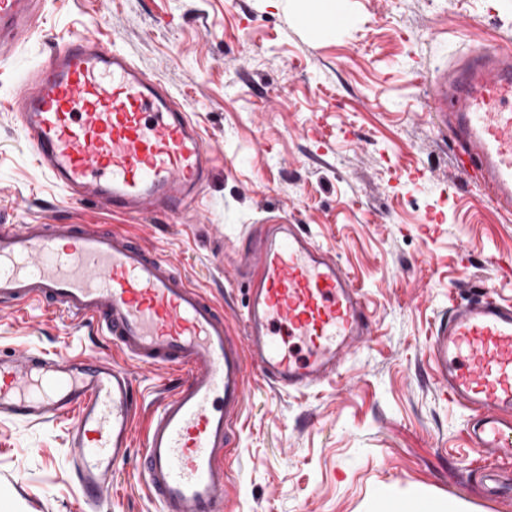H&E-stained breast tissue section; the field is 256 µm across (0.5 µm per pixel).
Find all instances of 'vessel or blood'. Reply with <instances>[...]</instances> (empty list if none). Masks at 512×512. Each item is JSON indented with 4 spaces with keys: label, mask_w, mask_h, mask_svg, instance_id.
Listing matches in <instances>:
<instances>
[{
    "label": "vessel or blood",
    "mask_w": 512,
    "mask_h": 512,
    "mask_svg": "<svg viewBox=\"0 0 512 512\" xmlns=\"http://www.w3.org/2000/svg\"><path fill=\"white\" fill-rule=\"evenodd\" d=\"M36 0H0V49L37 25ZM434 117L458 149L456 170L497 209L512 211V51L471 48L430 87ZM11 106L38 165L75 200L131 216L198 209L215 155L178 99L117 45L74 35L15 92ZM238 271L248 280L232 332L222 303L175 261L120 229L1 224L0 308L39 305L89 326L132 361L123 366L25 350L0 359V414L72 419L78 478L89 504L127 461L135 437L132 365L176 378L153 412L137 470L162 512H233L230 490L249 378L304 392L337 375L373 339L363 293L330 251L298 225L254 234ZM439 387L467 413L490 499L512 498V302L493 291L453 304L434 326Z\"/></svg>",
    "instance_id": "1"
}]
</instances>
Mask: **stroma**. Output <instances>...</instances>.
Listing matches in <instances>:
<instances>
[{"label": "stroma", "instance_id": "obj_1", "mask_svg": "<svg viewBox=\"0 0 512 512\" xmlns=\"http://www.w3.org/2000/svg\"><path fill=\"white\" fill-rule=\"evenodd\" d=\"M340 30L301 26L307 0H38L41 24L0 58V224H121L239 315L236 248L262 224L301 225L365 295L372 342L339 376L280 394L251 376L234 451V512H378L383 493L461 512L492 501L463 440L465 412L436 385L429 337L451 304L512 300V215L453 167L430 85L468 49L512 43V0H340ZM117 41L160 79L218 160L200 212L154 219L64 197L33 162L10 101L57 42ZM31 349L126 364L110 341L33 305L0 311V359ZM135 448L168 378L135 367ZM70 420L0 416V512H159L132 466L98 506L75 473Z\"/></svg>", "mask_w": 512, "mask_h": 512}]
</instances>
